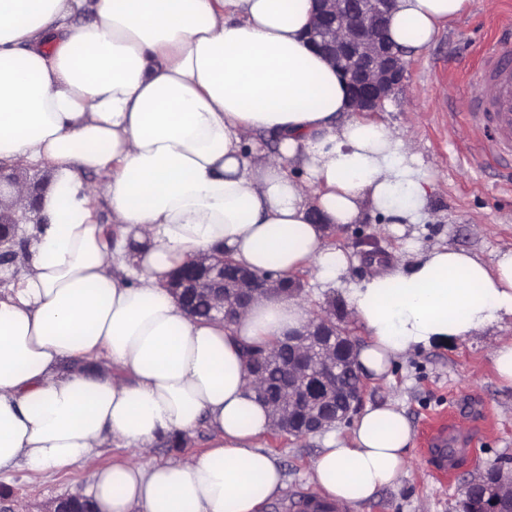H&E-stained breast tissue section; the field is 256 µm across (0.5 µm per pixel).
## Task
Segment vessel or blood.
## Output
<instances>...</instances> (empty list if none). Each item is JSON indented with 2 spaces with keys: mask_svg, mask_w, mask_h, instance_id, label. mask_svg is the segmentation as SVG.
Here are the masks:
<instances>
[{
  "mask_svg": "<svg viewBox=\"0 0 512 512\" xmlns=\"http://www.w3.org/2000/svg\"><path fill=\"white\" fill-rule=\"evenodd\" d=\"M472 93L463 106L476 122L483 124L491 150L512 157V26L485 50L483 67L470 79ZM429 454L434 469L448 474V429L436 424Z\"/></svg>",
  "mask_w": 512,
  "mask_h": 512,
  "instance_id": "obj_1",
  "label": "vessel or blood"
}]
</instances>
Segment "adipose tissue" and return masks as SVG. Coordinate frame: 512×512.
<instances>
[{
	"mask_svg": "<svg viewBox=\"0 0 512 512\" xmlns=\"http://www.w3.org/2000/svg\"><path fill=\"white\" fill-rule=\"evenodd\" d=\"M466 4L395 0L388 34L425 49ZM311 17L312 0H0V166L54 174L41 223L23 228L22 270L0 268V473L88 472L98 512H260L279 493L262 444L269 408L243 351L313 308L275 294L230 326L189 316L166 283L217 245L258 273L304 269L345 287L368 335L357 365L377 381L418 348L512 317V250L489 266L413 244L410 261L347 282L350 260L323 223L367 209L425 223L436 174L404 135L352 114L303 38ZM261 133L278 156L262 157ZM103 206L121 233L112 246ZM201 426L209 451L145 460ZM410 440L402 411L367 406L314 459V495L355 512L403 483ZM106 446L141 455L105 468Z\"/></svg>",
	"mask_w": 512,
	"mask_h": 512,
	"instance_id": "obj_1",
	"label": "adipose tissue"
}]
</instances>
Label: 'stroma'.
I'll return each mask as SVG.
<instances>
[{
    "instance_id": "35a3bbf8",
    "label": "stroma",
    "mask_w": 512,
    "mask_h": 512,
    "mask_svg": "<svg viewBox=\"0 0 512 512\" xmlns=\"http://www.w3.org/2000/svg\"><path fill=\"white\" fill-rule=\"evenodd\" d=\"M510 18L512 0H469L464 14L441 24L428 48L410 54V70L378 118L403 133L423 165L435 171L429 218L398 232L370 212L346 225L334 246L353 257L351 278L374 268L359 243L368 235L396 261L407 257L410 240L424 250L464 249L490 265L512 250V162L491 154L457 107L472 92L466 69L477 64L482 46ZM511 337L507 319L468 340L410 353L394 365L387 383L371 382L365 404L393 403L409 421L413 468L401 486L381 490L356 512H460L468 482L491 468L512 469V388L499 384L489 357L493 343ZM440 414L448 417V445L458 451L445 481L435 478L424 453L430 423ZM322 446L315 435L272 449L285 487L261 512H296L295 502L313 499L309 468ZM88 483L76 468L36 477L19 467L0 474V512H48L56 499L81 495Z\"/></svg>"
}]
</instances>
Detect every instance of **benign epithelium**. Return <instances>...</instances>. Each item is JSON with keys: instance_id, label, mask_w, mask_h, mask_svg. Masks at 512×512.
Masks as SVG:
<instances>
[{"instance_id": "7a95c632", "label": "benign epithelium", "mask_w": 512, "mask_h": 512, "mask_svg": "<svg viewBox=\"0 0 512 512\" xmlns=\"http://www.w3.org/2000/svg\"><path fill=\"white\" fill-rule=\"evenodd\" d=\"M394 0H314V18L307 33L316 48L345 81L352 112L371 116L403 83L409 67L406 53L388 35ZM49 186L28 184V202L20 212L0 210V264H13L25 250L18 225L38 214ZM303 274L287 277L258 274L237 264L216 248L176 270L167 288L192 315L199 303L208 315L232 323L255 301L273 293L298 294ZM352 330L336 323V310L315 312L301 329L266 346L249 362L247 374L272 416L275 437L296 440L350 420L368 392L367 378L357 371ZM279 370L276 387L269 371ZM484 487V512H512V470H491L463 489V512H470V491ZM49 512H96L90 500L59 498Z\"/></svg>"}]
</instances>
